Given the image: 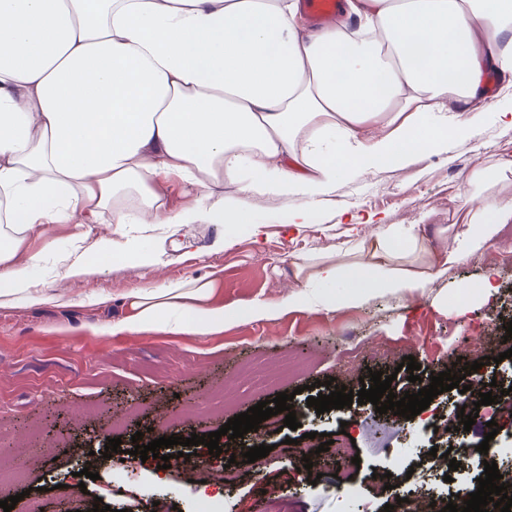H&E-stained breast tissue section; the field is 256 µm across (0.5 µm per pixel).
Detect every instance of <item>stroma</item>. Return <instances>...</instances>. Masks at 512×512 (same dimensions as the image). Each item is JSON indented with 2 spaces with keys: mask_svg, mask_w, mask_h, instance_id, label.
I'll use <instances>...</instances> for the list:
<instances>
[{
  "mask_svg": "<svg viewBox=\"0 0 512 512\" xmlns=\"http://www.w3.org/2000/svg\"><path fill=\"white\" fill-rule=\"evenodd\" d=\"M512 158V126L485 114L473 136L451 146L393 164H379L364 174L344 175L332 193L303 199L254 195L253 209L266 227L260 239L240 234L224 252L203 257L174 251L158 271L127 263L99 270L87 264L74 274L53 270L72 249L79 229L74 224H51L45 233L30 235L17 257L41 253L48 273L43 298L33 302H0V435L24 452L25 477L5 486V496L29 491L43 512H90L95 500L115 512H382L407 496L438 498L463 489V482L444 481L427 459L431 448L453 443L436 431L434 420L448 410L447 394L437 395L413 419H391L371 403L355 404L317 414L306 400L318 396L316 381L335 380L353 390L370 371L407 381L406 356L420 363L421 378L450 369L453 362L482 361L485 379L501 377L512 368L499 353L512 348L505 326L512 321V263H494L496 253L512 249V230L495 247L468 254L447 271L434 276L425 293L379 292L365 303L335 311L312 305L283 313L274 321L250 316L254 302L280 301L287 293L318 291L345 293L348 280L318 285L295 276L298 255H322L347 266L368 259L357 243L373 233L370 225H352L350 215L375 213L397 227L424 224L429 230L461 221V197L480 193L466 178L474 171L494 172L498 162ZM312 208L310 225L301 233L284 225L288 212L302 202ZM497 273V291L484 302L480 285L487 269ZM212 272L217 277L216 301L234 307L235 322L217 336L161 334H92L95 326L120 319L121 296L138 285L163 280H191ZM467 296V310L457 299ZM280 355L304 363L288 380L256 384L243 369ZM310 393H300V386ZM240 399L237 411L277 393L293 394L302 410L301 429L281 427L267 433V457L250 464H229L228 451L244 448L249 437H221L220 455L207 447L195 451L206 466L229 467L232 483L211 482L207 498L194 494L178 468L167 469L166 483H151L156 459L134 456L132 435L144 442L165 436L189 438L219 430L234 412L221 409L225 390ZM66 414L71 438L50 454L34 452L47 431V411ZM480 422L496 421L498 433L486 440L483 429L467 432L472 445L488 442L497 449L502 471H512V415L480 414ZM121 439L95 480H80L79 458L88 431ZM347 431L354 438L360 464L336 463L319 451V434ZM313 462L301 467L302 456ZM345 471L349 480L337 479ZM389 473L395 489H384L379 477Z\"/></svg>",
  "mask_w": 512,
  "mask_h": 512,
  "instance_id": "35a3bbf8",
  "label": "stroma"
}]
</instances>
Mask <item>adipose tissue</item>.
I'll return each mask as SVG.
<instances>
[{
    "label": "adipose tissue",
    "instance_id": "adipose-tissue-1",
    "mask_svg": "<svg viewBox=\"0 0 512 512\" xmlns=\"http://www.w3.org/2000/svg\"><path fill=\"white\" fill-rule=\"evenodd\" d=\"M344 13L357 29L313 23L301 0H0V222L14 230L0 243V299L38 298L42 255H15L46 225L89 228L111 211L113 240L81 261L159 267L168 243L191 248L192 224L218 227L208 255L240 228L262 235L253 195L330 193L341 172L452 144L489 111L512 125L490 92L494 79L512 88V0H345ZM174 180L199 191L196 205L166 206ZM227 186L235 197H218ZM464 203L433 249L427 227L368 215L353 292L319 305L419 292L493 247L512 201ZM410 248L420 266L406 264ZM213 294L206 275L131 288L110 331L222 333L236 313Z\"/></svg>",
    "mask_w": 512,
    "mask_h": 512
}]
</instances>
